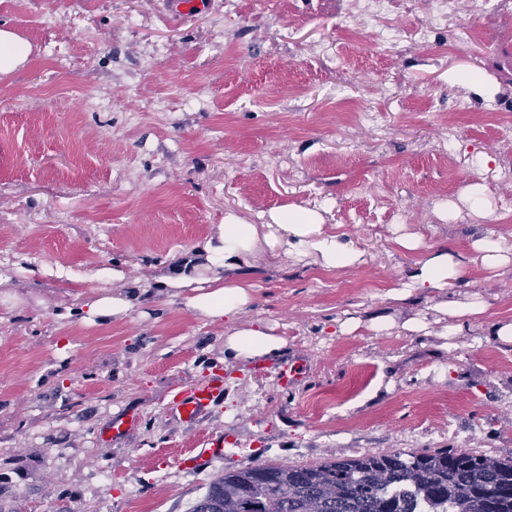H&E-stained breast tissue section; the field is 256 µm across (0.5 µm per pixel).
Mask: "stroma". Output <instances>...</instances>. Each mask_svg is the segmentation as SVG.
<instances>
[{
  "mask_svg": "<svg viewBox=\"0 0 512 512\" xmlns=\"http://www.w3.org/2000/svg\"><path fill=\"white\" fill-rule=\"evenodd\" d=\"M343 9L204 0L175 17L167 0H0V27L30 48L0 74V512H190L256 459L512 458V345L492 335L512 322V263L485 266L474 249L512 232V0H446L437 20L428 0H393L366 35ZM295 207L347 234L359 262L328 270L275 246L268 223ZM230 212L261 227L237 324L286 342L237 364L223 323L158 285ZM439 248L460 256L458 279L394 298ZM115 288L135 295L128 314L84 322ZM474 295L485 312L446 337L440 302ZM378 317L393 327L371 331ZM291 368L301 385H282ZM217 374L224 396L202 424L168 411ZM116 416L131 431L100 437ZM217 432L236 455L184 469Z\"/></svg>",
  "mask_w": 512,
  "mask_h": 512,
  "instance_id": "stroma-1",
  "label": "stroma"
}]
</instances>
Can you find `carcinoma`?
Masks as SVG:
<instances>
[{
  "label": "carcinoma",
  "mask_w": 512,
  "mask_h": 512,
  "mask_svg": "<svg viewBox=\"0 0 512 512\" xmlns=\"http://www.w3.org/2000/svg\"><path fill=\"white\" fill-rule=\"evenodd\" d=\"M190 512H512V458L397 449L251 463L213 480Z\"/></svg>",
  "instance_id": "obj_1"
}]
</instances>
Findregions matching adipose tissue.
<instances>
[{"label": "adipose tissue", "mask_w": 512, "mask_h": 512, "mask_svg": "<svg viewBox=\"0 0 512 512\" xmlns=\"http://www.w3.org/2000/svg\"><path fill=\"white\" fill-rule=\"evenodd\" d=\"M275 226L280 235L276 243L288 254L299 258L316 257L323 267L347 268L355 265L360 253L351 240L342 234H326L321 230L319 213L306 209H289L279 213ZM259 240L257 225L248 224L228 214L224 217L217 244L205 249L211 276H202L195 261H182L172 275L163 277V286L185 293V305L200 318L210 322H227L224 336V357L231 361L252 360L277 355L285 346L283 339L265 327L236 326L235 321L251 299L246 285L237 273L249 266ZM460 271L453 253L441 248L419 262L403 292L414 289L428 291L448 287Z\"/></svg>", "instance_id": "ef3b65f1"}]
</instances>
